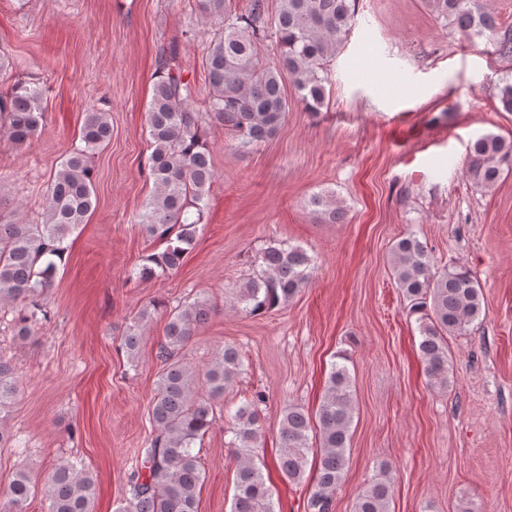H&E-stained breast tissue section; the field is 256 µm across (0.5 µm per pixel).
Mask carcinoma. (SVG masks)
Masks as SVG:
<instances>
[{
  "mask_svg": "<svg viewBox=\"0 0 512 512\" xmlns=\"http://www.w3.org/2000/svg\"><path fill=\"white\" fill-rule=\"evenodd\" d=\"M227 0H199L206 17L220 20L221 28L208 46L209 93L206 113L233 131L237 147L247 150L274 135L288 112L284 80L295 87L305 111L316 115L326 105L327 67L347 42L356 0H279L274 20L267 19L266 0H250L248 12L237 14ZM437 18L463 42L485 38L503 55L512 56V25L504 27L484 0H428ZM274 28L279 48L276 61L260 55V41ZM179 47L163 51L154 82L147 121L151 152L147 158L155 190L138 215L148 237L162 245L143 258L139 277L177 269L193 248L202 223L206 199L216 174L211 150L202 131V113L193 107L196 86L178 64ZM42 88L15 83L0 94V130L23 145L44 120ZM112 137L109 113L92 109L80 129L81 146L68 155L53 176L40 224L8 221L0 215V308L15 311L16 335L32 336L48 312L42 298L53 287V258H62L65 241L94 209L96 193L90 155ZM512 169V139L485 134L469 147L467 175L480 188L494 186L504 168ZM311 204L331 223L345 219L343 207L317 195ZM254 263L258 271L243 282L232 308L255 315L285 305L313 279L315 263L294 245L269 246ZM391 275L410 312L417 315L418 354L429 383L448 388V337L460 334L481 315L482 287L464 266L438 268L427 244L407 233L392 246ZM156 305L142 308L125 327L122 346L137 357L146 324ZM213 308L196 298L170 309L165 336L157 357L162 370L151 401L156 434L140 449L130 475L129 496L114 512H198L204 473L194 453L196 441L215 424V406L234 386L242 361L237 349L226 346L203 369L184 361L180 352L205 323ZM348 358L338 355L331 364L321 403L311 416L290 404L283 410L278 468L292 482L301 481L310 454H315L309 497L313 512H330L341 485L353 422V389ZM19 392L12 365L0 358V447L11 442L5 424ZM255 395L234 414L235 494L231 512H275L272 493L256 463L262 443ZM388 468L356 498L353 512H391L393 484ZM36 487L29 472L16 470L0 500V512H28ZM48 512H94L98 494L94 476L70 462L59 464L41 487Z\"/></svg>",
  "mask_w": 512,
  "mask_h": 512,
  "instance_id": "carcinoma-1",
  "label": "carcinoma"
}]
</instances>
